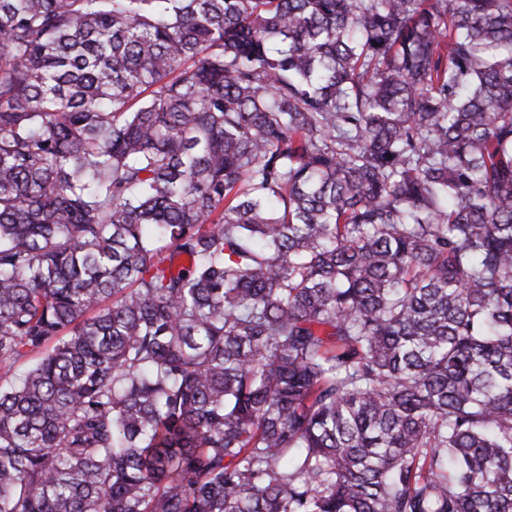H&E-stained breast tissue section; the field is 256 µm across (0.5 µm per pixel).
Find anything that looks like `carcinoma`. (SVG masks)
<instances>
[{"label":"carcinoma","mask_w":512,"mask_h":512,"mask_svg":"<svg viewBox=\"0 0 512 512\" xmlns=\"http://www.w3.org/2000/svg\"><path fill=\"white\" fill-rule=\"evenodd\" d=\"M0 512H512V0H0Z\"/></svg>","instance_id":"1"}]
</instances>
